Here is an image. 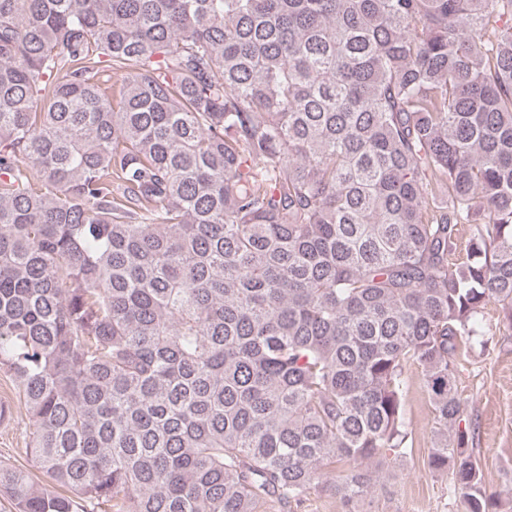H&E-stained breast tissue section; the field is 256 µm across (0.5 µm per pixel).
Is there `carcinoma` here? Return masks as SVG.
I'll return each mask as SVG.
<instances>
[{
    "mask_svg": "<svg viewBox=\"0 0 512 512\" xmlns=\"http://www.w3.org/2000/svg\"><path fill=\"white\" fill-rule=\"evenodd\" d=\"M512 0H0L13 512H344L412 452L488 497L459 346L512 329ZM124 74L119 100L101 87ZM0 403L10 410L9 420L0 423V460L6 464L34 470L25 453L32 432L26 409L16 395L15 383L1 372ZM336 475L332 468L307 493L304 501L296 512H342L341 504L333 490L327 487Z\"/></svg>",
    "mask_w": 512,
    "mask_h": 512,
    "instance_id": "obj_1",
    "label": "carcinoma"
}]
</instances>
